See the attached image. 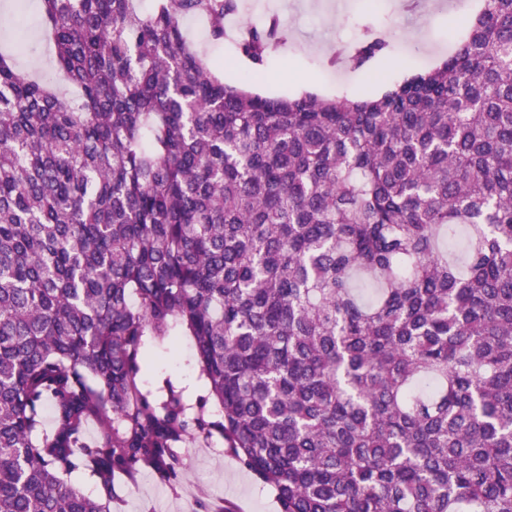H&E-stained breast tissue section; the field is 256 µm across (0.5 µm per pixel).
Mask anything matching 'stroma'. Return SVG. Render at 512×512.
Wrapping results in <instances>:
<instances>
[{"label": "stroma", "instance_id": "35a3bbf8", "mask_svg": "<svg viewBox=\"0 0 512 512\" xmlns=\"http://www.w3.org/2000/svg\"><path fill=\"white\" fill-rule=\"evenodd\" d=\"M443 6L401 7L400 0H243L242 21L275 12L290 18L288 42L264 66L251 90L269 97H294L310 92L338 97L353 85L356 97L381 94L413 73L436 66L467 34V22L480 0H455ZM39 0H0V38H11L17 24L30 36L23 66L44 74L52 52L40 26ZM370 25L389 43L385 57L360 70L327 68L324 53L331 45L353 42ZM186 387L189 401L205 393L199 368L186 337L152 346L141 374L144 389L156 390L164 380ZM223 503L224 512H279L274 490L261 483L224 449L185 448L175 482H160L153 472L139 471L125 482L112 512H201L205 503Z\"/></svg>", "mask_w": 512, "mask_h": 512}]
</instances>
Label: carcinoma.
Wrapping results in <instances>:
<instances>
[{"instance_id":"cac0c4a2","label":"carcinoma","mask_w":512,"mask_h":512,"mask_svg":"<svg viewBox=\"0 0 512 512\" xmlns=\"http://www.w3.org/2000/svg\"><path fill=\"white\" fill-rule=\"evenodd\" d=\"M41 5L73 94L0 50V512H112L216 436L281 512H512V0L361 100L224 83L184 21L241 0ZM177 336L194 405L139 384Z\"/></svg>"}]
</instances>
